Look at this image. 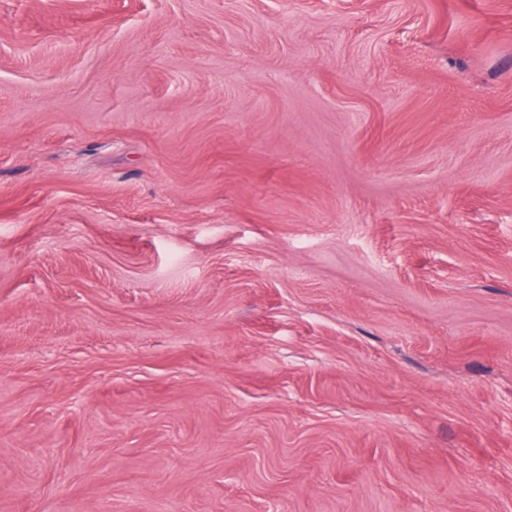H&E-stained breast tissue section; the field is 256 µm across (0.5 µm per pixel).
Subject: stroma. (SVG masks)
Here are the masks:
<instances>
[{"instance_id":"stroma-1","label":"stroma","mask_w":512,"mask_h":512,"mask_svg":"<svg viewBox=\"0 0 512 512\" xmlns=\"http://www.w3.org/2000/svg\"><path fill=\"white\" fill-rule=\"evenodd\" d=\"M0 512H512V0H0Z\"/></svg>"}]
</instances>
